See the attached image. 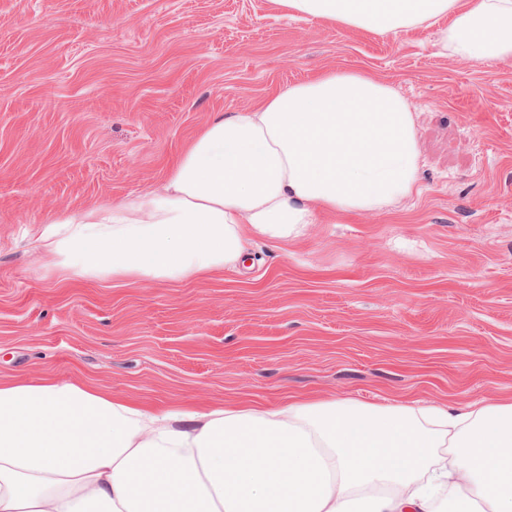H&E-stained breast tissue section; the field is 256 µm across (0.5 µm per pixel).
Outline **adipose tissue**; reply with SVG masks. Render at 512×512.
<instances>
[{"mask_svg": "<svg viewBox=\"0 0 512 512\" xmlns=\"http://www.w3.org/2000/svg\"><path fill=\"white\" fill-rule=\"evenodd\" d=\"M271 2L381 36L448 16L447 55L512 57V0ZM418 172L407 100L324 72L213 116L161 189L51 219L39 240L77 277H203L238 269L252 239L301 240L319 213L382 211ZM442 497L448 512H512V399L146 409L76 383H0V512H434Z\"/></svg>", "mask_w": 512, "mask_h": 512, "instance_id": "1", "label": "adipose tissue"}]
</instances>
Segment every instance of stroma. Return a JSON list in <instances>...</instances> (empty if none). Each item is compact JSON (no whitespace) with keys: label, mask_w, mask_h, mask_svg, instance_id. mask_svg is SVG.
Returning <instances> with one entry per match:
<instances>
[{"label":"stroma","mask_w":512,"mask_h":512,"mask_svg":"<svg viewBox=\"0 0 512 512\" xmlns=\"http://www.w3.org/2000/svg\"><path fill=\"white\" fill-rule=\"evenodd\" d=\"M448 24L380 36L271 0H0V382L144 408L512 396V58L442 54ZM328 70L409 102L415 193L203 279L47 267L38 225L160 187L213 114Z\"/></svg>","instance_id":"1"}]
</instances>
